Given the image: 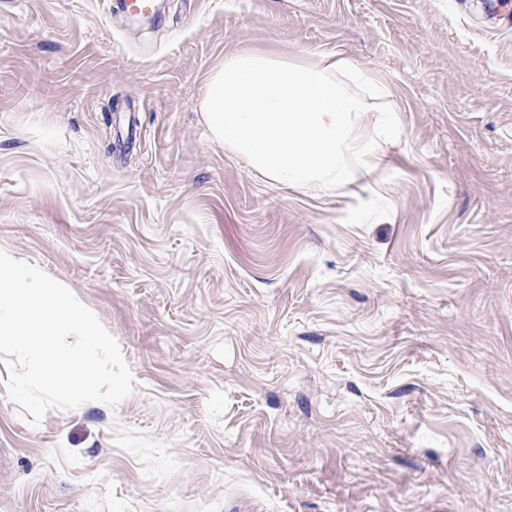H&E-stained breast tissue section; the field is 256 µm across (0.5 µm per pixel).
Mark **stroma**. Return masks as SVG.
I'll return each mask as SVG.
<instances>
[{
	"label": "stroma",
	"instance_id": "35a3bbf8",
	"mask_svg": "<svg viewBox=\"0 0 512 512\" xmlns=\"http://www.w3.org/2000/svg\"><path fill=\"white\" fill-rule=\"evenodd\" d=\"M0 0V249L118 342V405L21 415L0 512H512V0ZM336 50L380 159L287 189L215 142L225 55Z\"/></svg>",
	"mask_w": 512,
	"mask_h": 512
}]
</instances>
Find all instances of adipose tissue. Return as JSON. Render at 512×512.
<instances>
[{"label":"adipose tissue","mask_w":512,"mask_h":512,"mask_svg":"<svg viewBox=\"0 0 512 512\" xmlns=\"http://www.w3.org/2000/svg\"><path fill=\"white\" fill-rule=\"evenodd\" d=\"M357 85L377 99L388 94L337 51L305 63L240 51L209 75L202 111L213 138L275 186L352 184L381 151L357 125L365 109Z\"/></svg>","instance_id":"adipose-tissue-1"}]
</instances>
